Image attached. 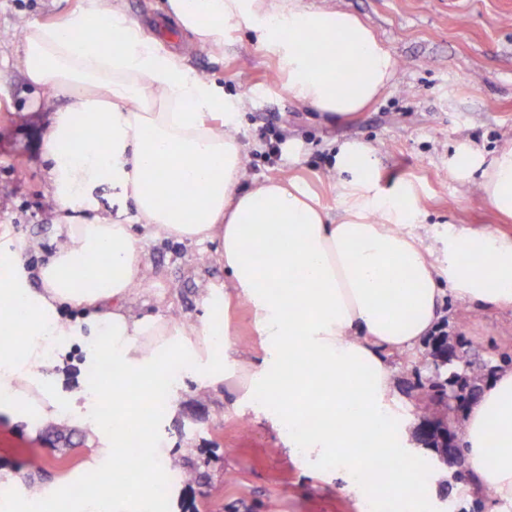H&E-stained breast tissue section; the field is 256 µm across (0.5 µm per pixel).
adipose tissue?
<instances>
[{
	"label": "adipose tissue",
	"mask_w": 512,
	"mask_h": 512,
	"mask_svg": "<svg viewBox=\"0 0 512 512\" xmlns=\"http://www.w3.org/2000/svg\"><path fill=\"white\" fill-rule=\"evenodd\" d=\"M163 11L200 43L220 44L228 30H248L288 72V94L343 119L382 94L396 61L357 16L311 8L299 0H166ZM309 34L323 36L315 50ZM21 70L35 86L67 96L51 116L42 151L58 205L75 212L64 240L40 267V288L20 272V253L6 256L15 274L0 279V413L33 415L60 428L87 429L98 440L105 473L119 463L125 427L141 431L138 464L123 495L62 500L46 487L31 497L20 487L6 512H151L154 476L170 465L169 448L140 408L180 388L170 368L181 353L198 356L206 382H227L236 407L255 397L275 405L273 425L314 414L318 426L289 445L315 464L346 473L362 499L388 492L423 500L428 477L417 469L413 436L391 415L394 370L388 354L414 348L435 330L444 288L461 299L512 307V237L465 231L441 239L448 266L406 227L420 221L412 187L380 191L368 145L341 144L335 154L343 213L324 205L294 179H266L240 190L244 156L230 128L241 100L161 50L120 6L82 0L62 21H33L23 32ZM350 67V82L334 72ZM224 118L223 127L211 124ZM459 175L480 170L489 205L512 219V146L483 163L457 152ZM111 179L133 200L135 224L81 216L86 192ZM178 240L214 241L227 280L221 302L245 301L263 338L260 360L232 370L213 350L208 324L186 331L161 314L129 306L143 274L134 225ZM82 309L101 339L85 345V362L112 366V387L63 391L50 373L51 350L74 338L63 306ZM463 455L473 492L512 504V366H497L463 411ZM393 459L381 477L364 448Z\"/></svg>",
	"instance_id": "obj_1"
}]
</instances>
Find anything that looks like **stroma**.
<instances>
[{
    "mask_svg": "<svg viewBox=\"0 0 512 512\" xmlns=\"http://www.w3.org/2000/svg\"><path fill=\"white\" fill-rule=\"evenodd\" d=\"M81 0H0V253L27 243L23 262L31 287L38 269L63 240L67 221L48 190L42 142L54 109L64 99H47L18 66L28 22H52ZM309 7L357 15L390 49L396 60L386 90L362 112L339 119L289 98L288 76L279 61L259 46L253 33L229 31L221 46H200L188 31L175 30L163 50L181 57L199 75L215 81L225 97L243 98L236 136L246 177L253 181L287 177L320 197L339 214L333 169L337 147L361 141L375 150L377 182L386 189L405 181L418 194L423 221L411 225L425 244L463 229L512 236V220L485 200L479 173L457 177L450 162L465 147L491 158L512 144V0H301ZM274 124L286 139L280 160L269 161L261 129ZM144 279L132 306L142 313L170 314L194 323H220L230 341L261 352L247 307L206 305L208 289L224 286V264L216 243L147 237L142 241ZM438 331L449 343L470 344L476 358L497 364L512 354V308H482L443 295ZM428 344L394 355L395 419L403 428L424 420L427 400L418 386L430 371L423 365ZM196 358L177 375L176 404H163L156 417L171 456L194 469L192 483H169L157 475L158 503L170 512H363L364 502L329 468L311 467L287 446V432L252 409H234L223 384L200 387ZM52 372L64 391L92 384L101 366L84 363L83 348L64 343L53 352ZM56 428L35 416L0 417V476L13 475L33 486L63 483L79 472L88 493L99 490L101 470L83 429L69 428V446L53 449ZM40 456V470L30 457ZM418 467L430 478L427 512H473L477 494L461 489L451 468L426 450Z\"/></svg>",
    "mask_w": 512,
    "mask_h": 512,
    "instance_id": "35a3bbf8",
    "label": "stroma"
}]
</instances>
